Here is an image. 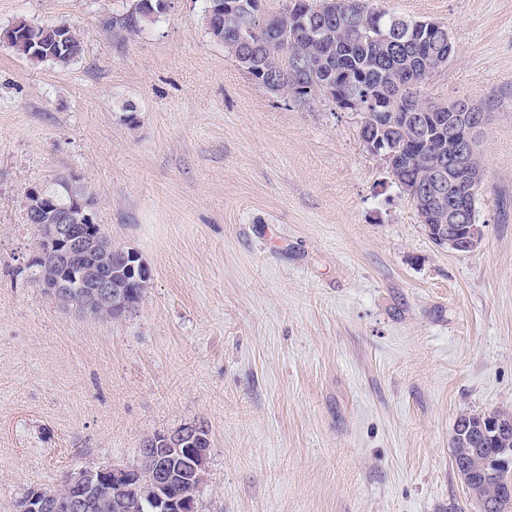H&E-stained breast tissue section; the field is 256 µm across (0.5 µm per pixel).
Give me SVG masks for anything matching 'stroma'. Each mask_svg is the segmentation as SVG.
<instances>
[{
	"instance_id": "obj_1",
	"label": "stroma",
	"mask_w": 512,
	"mask_h": 512,
	"mask_svg": "<svg viewBox=\"0 0 512 512\" xmlns=\"http://www.w3.org/2000/svg\"><path fill=\"white\" fill-rule=\"evenodd\" d=\"M129 4L0 0V34L63 21L83 44L62 70L0 38V512L185 423L211 440L196 512H478L452 436L512 412V0H373L447 26L422 93L487 114L464 253L431 241L356 114L267 91L210 39L205 0L114 37ZM74 174L153 273L120 319L24 271L28 187Z\"/></svg>"
}]
</instances>
